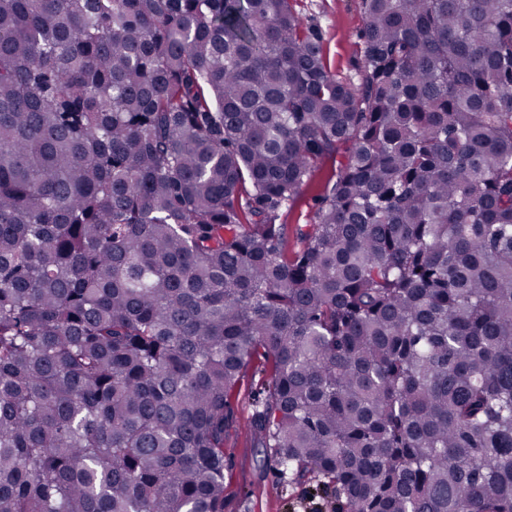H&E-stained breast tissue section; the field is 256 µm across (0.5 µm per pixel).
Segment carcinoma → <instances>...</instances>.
Masks as SVG:
<instances>
[{
	"mask_svg": "<svg viewBox=\"0 0 512 512\" xmlns=\"http://www.w3.org/2000/svg\"><path fill=\"white\" fill-rule=\"evenodd\" d=\"M361 4L0 0V512H224L257 360L336 512H512V0ZM291 3L305 24L321 29L324 56L331 71L341 77H354L364 25L360 0H294ZM336 169L334 160L327 161L315 176L301 189L297 202L280 212L277 223L288 224V245L290 250L300 246V232L306 224L314 222L316 198L324 191L325 185Z\"/></svg>",
	"mask_w": 512,
	"mask_h": 512,
	"instance_id": "obj_1",
	"label": "carcinoma"
}]
</instances>
